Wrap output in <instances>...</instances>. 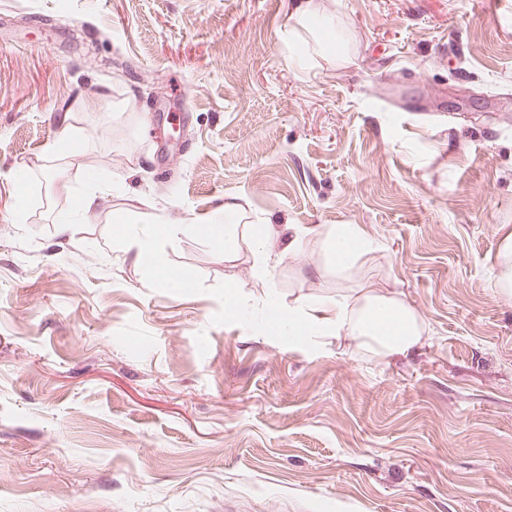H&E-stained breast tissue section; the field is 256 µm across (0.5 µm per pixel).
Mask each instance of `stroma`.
Here are the masks:
<instances>
[{"label": "stroma", "instance_id": "1", "mask_svg": "<svg viewBox=\"0 0 512 512\" xmlns=\"http://www.w3.org/2000/svg\"><path fill=\"white\" fill-rule=\"evenodd\" d=\"M292 2L0 0V512H512V0H319L326 53ZM227 199L362 225L351 275L315 238L272 283L401 290L429 337L292 348L228 310L246 259L178 234V290L113 234ZM104 193L103 189L93 187L79 199L74 212H67L57 216L55 222L56 233L61 238V241H69L73 237L75 227L80 223V218L87 216L98 207ZM494 284L501 295L512 297V230L507 231L502 238V249L494 271Z\"/></svg>", "mask_w": 512, "mask_h": 512}]
</instances>
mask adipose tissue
<instances>
[{
	"instance_id": "1",
	"label": "adipose tissue",
	"mask_w": 512,
	"mask_h": 512,
	"mask_svg": "<svg viewBox=\"0 0 512 512\" xmlns=\"http://www.w3.org/2000/svg\"><path fill=\"white\" fill-rule=\"evenodd\" d=\"M193 231L218 243L224 258H248L255 274L268 279L277 254L300 258L310 239L319 238L328 264L336 273L352 270L360 256L375 252L376 244L358 224H339L330 228L298 224H243L236 202L225 201L223 208L198 217ZM171 224H140L136 234L116 227L115 235L133 250L137 264L165 275L172 287H184L180 277L169 274L157 249L160 239L171 237ZM263 305L274 313L278 333L289 345H317L333 337L348 348L381 358L410 353L420 345L427 329L401 293L372 288H353L330 295L309 294L284 302L276 290H269Z\"/></svg>"
}]
</instances>
